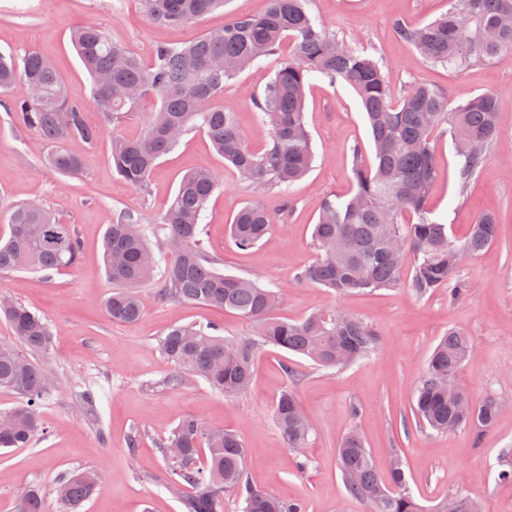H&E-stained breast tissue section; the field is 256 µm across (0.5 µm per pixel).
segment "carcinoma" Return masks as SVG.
Returning a JSON list of instances; mask_svg holds the SVG:
<instances>
[{"label": "carcinoma", "mask_w": 512, "mask_h": 512, "mask_svg": "<svg viewBox=\"0 0 512 512\" xmlns=\"http://www.w3.org/2000/svg\"><path fill=\"white\" fill-rule=\"evenodd\" d=\"M144 2L148 19L166 27L197 21L224 5V0ZM451 2L448 13L426 25L397 23L398 36L430 61L450 67L512 56V0ZM72 41L91 79L87 94L68 89L52 62L35 51L18 58L0 53V91L18 79L26 84L28 97L13 102L12 110L21 126L46 141L47 161L62 175L78 178L83 173L81 153L65 143L90 148L110 130L115 173L143 191L157 161L183 137L202 131L242 176L286 194L314 161L304 120L307 85L316 77L344 82L365 111L373 161L365 166L355 156L354 193L323 200L312 231L318 257L297 279L339 295L403 283L418 297L446 288L450 303L468 294L469 284L459 274L461 262L482 254L498 239L499 222L496 215L484 214L457 239L448 225L431 216L426 199L437 175L432 142L437 131L449 126L458 158L459 192H466L498 140L501 105L493 95L483 93L454 104L440 91L415 84L399 104H393L380 63L329 33L310 11L309 0H267L260 16L236 17L190 43L157 45L148 63L90 23L77 25ZM285 43L288 56L264 96L254 100L260 124L269 131L265 148L255 151L235 114L224 111L217 98L224 93V84L258 61L278 55ZM148 97L158 106L144 116L142 134L122 135L118 127ZM89 101L103 112L105 127L95 129L86 123ZM219 188L208 168L186 174L168 209L155 221L153 233L172 256L157 296L234 312L257 325V339H226L214 325L173 324L159 340L163 358L173 366L167 384L178 388L189 378H199L227 397L237 395L252 384L257 345L302 355L325 369L343 368L367 356L376 337L360 319L318 312L289 322L275 315L284 302L280 292L214 266L202 245L201 224L208 201ZM273 223L265 208L243 207L231 224L235 246L255 247ZM9 224V236L0 241V272L59 271L78 264L81 243L74 227L60 223L45 206L18 204L10 211ZM144 224L141 213L128 210L105 233L104 265L112 283L105 309L114 322L134 323L144 314L139 288L152 280L157 267V259H145L154 250ZM408 253L415 256V263L404 279L403 259ZM0 317L13 333V341L0 342V390L18 399L8 412L12 427L0 431V448H25L43 432L39 408L52 386L46 369L52 332L42 317L12 299L0 298ZM473 353L469 336L450 329L427 363L413 409L437 434L468 428L478 439L501 413L494 397L472 403L458 379ZM273 417L288 447L303 455L312 427L292 390L282 391ZM161 453L165 485L180 495L183 512H223L226 491L236 493L242 512H307L300 499L286 501L258 489L248 478L241 440L229 431L209 429L195 417L179 421ZM338 461L348 492L372 512H424L401 459L393 457L389 482H384L357 432L342 438ZM498 465L496 480L512 483V451H502ZM97 485L98 477L88 470L60 480L56 493L62 512H78ZM450 507L453 512H481L477 499L463 489L431 512H448ZM18 512H47L39 489L23 493Z\"/></svg>", "instance_id": "cac0c4a2"}]
</instances>
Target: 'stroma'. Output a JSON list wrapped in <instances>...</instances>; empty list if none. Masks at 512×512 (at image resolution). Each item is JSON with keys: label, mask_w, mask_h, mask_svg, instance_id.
I'll use <instances>...</instances> for the list:
<instances>
[{"label": "stroma", "mask_w": 512, "mask_h": 512, "mask_svg": "<svg viewBox=\"0 0 512 512\" xmlns=\"http://www.w3.org/2000/svg\"><path fill=\"white\" fill-rule=\"evenodd\" d=\"M265 8L266 0H227L200 22L169 28L147 19L143 0H0V51H39L53 60L68 88L85 91L89 76L70 41L80 22L95 23L147 59L159 42L189 41ZM313 10L347 45L382 59L393 101H400L415 82L456 104L481 93L500 101V143L491 148L467 194L458 192L450 133L437 134L434 141L439 173L428 209L458 238L484 212H494L500 222L497 242L460 267L469 293L454 303L444 289L423 299L405 287L339 297L298 280L317 256L311 231L322 201L330 195L348 196L356 158L373 159L358 97L344 83L312 80L305 122L315 160L284 196L225 165L201 131L188 134L161 159L143 192L113 172L105 137L83 150V177L63 176L47 165L48 148L40 135L16 121L10 106L28 95L27 86L16 83L0 95V239L9 234L14 205L38 202L74 226L82 258L71 269L0 273V295L12 296L41 316L55 341L48 364L53 388L40 408L43 434L29 447L0 449V512H17L21 495L32 486L43 490L49 512H59L54 488L77 469L100 478L83 512H182L162 484L160 444L186 416L237 434L251 481L281 499L304 500L307 512H366L365 504L348 494L336 453L353 429L363 436L380 475H387L392 452L403 456L406 478L420 504L432 506L463 488L484 512H512V484L496 481L490 470L498 455L512 448V59L451 69L427 61L398 37L397 23L429 22L447 12L448 0H313ZM278 65L273 57L246 70L225 85L218 100L225 111L235 113L256 149L265 144L268 131L257 122L254 100L263 96ZM200 166L212 169L221 184L208 202L202 231L217 268L279 289L286 298L281 317L301 320L315 311H345L361 318L378 338L368 358L323 370L266 346L255 354L253 386L238 396H224L201 380L169 387L171 368L158 348L169 325L211 323L222 328L224 337L237 340L250 339L256 327L232 312L158 300L155 292L170 261L166 254L159 255L151 283L142 288V318L133 324L108 319L104 302L112 285L103 254L109 224L126 210L156 220L183 175ZM249 203L264 207L274 224L258 246L242 251L228 228ZM451 328L465 332L474 344V355L458 373L471 398L492 395L502 404L496 423L478 440L465 430L434 434L412 410L429 357ZM287 388L296 393L314 426L306 450L310 464L303 470L273 420L275 402ZM89 390L97 395L95 403L84 400ZM134 436L139 443L132 451L128 443Z\"/></svg>", "instance_id": "obj_1"}]
</instances>
